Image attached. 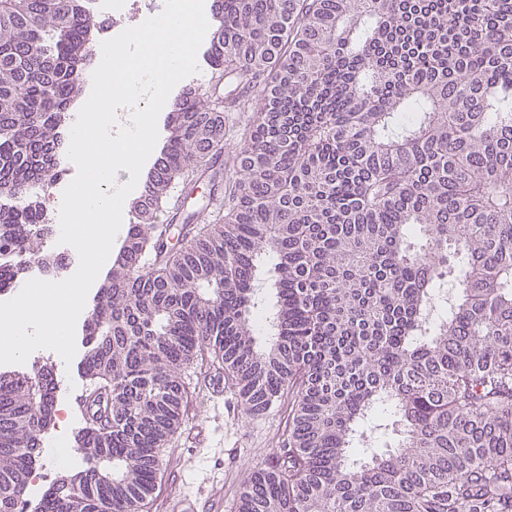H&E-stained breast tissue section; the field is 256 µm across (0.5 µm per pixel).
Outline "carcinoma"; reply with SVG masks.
<instances>
[{
  "label": "carcinoma",
  "instance_id": "cac0c4a2",
  "mask_svg": "<svg viewBox=\"0 0 512 512\" xmlns=\"http://www.w3.org/2000/svg\"><path fill=\"white\" fill-rule=\"evenodd\" d=\"M93 28L88 0H0L10 281L54 266L36 188ZM208 52L261 103L242 177L179 246L155 230L169 188L223 153L224 116L186 91L139 238L85 324L80 370L105 407L77 434L84 466L33 512H144L181 371L206 352L247 415L292 406L287 452L236 512H512V0H225ZM55 389L0 373V512L27 501Z\"/></svg>",
  "mask_w": 512,
  "mask_h": 512
}]
</instances>
